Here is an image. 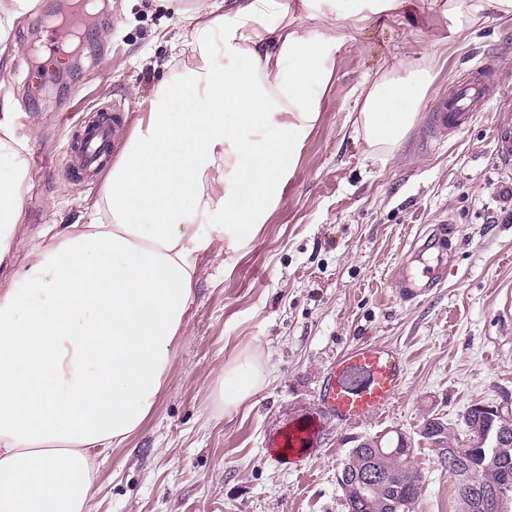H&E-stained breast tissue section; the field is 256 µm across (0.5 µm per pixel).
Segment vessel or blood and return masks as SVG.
<instances>
[{
  "instance_id": "1",
  "label": "vessel or blood",
  "mask_w": 512,
  "mask_h": 512,
  "mask_svg": "<svg viewBox=\"0 0 512 512\" xmlns=\"http://www.w3.org/2000/svg\"><path fill=\"white\" fill-rule=\"evenodd\" d=\"M500 65L482 62L451 84L434 114L437 127L455 129L470 122L488 86L501 84ZM122 109L104 106L81 118L68 165L80 178H93L109 160V145ZM495 155L500 167H512V107H500L494 116ZM440 269L425 267L401 278L406 296L416 297L439 287ZM407 367L395 347L362 341L332 361L323 373L319 401L323 412L340 424L361 423L390 410L406 380Z\"/></svg>"
}]
</instances>
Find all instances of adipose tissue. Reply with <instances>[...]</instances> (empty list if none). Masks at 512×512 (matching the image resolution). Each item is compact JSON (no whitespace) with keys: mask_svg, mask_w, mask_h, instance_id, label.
<instances>
[{"mask_svg":"<svg viewBox=\"0 0 512 512\" xmlns=\"http://www.w3.org/2000/svg\"><path fill=\"white\" fill-rule=\"evenodd\" d=\"M463 31L512 0H430ZM408 0H194V64L158 84L86 224L29 251L0 289V512H90L95 463L121 447L162 396L193 303L200 254L252 242L317 123L344 37L329 15L363 22ZM224 58L225 67L214 66ZM430 83L427 59L392 57L358 88L371 153L395 151ZM179 116L167 103L184 85ZM249 205L228 211L240 184ZM19 182L0 176V262L14 246ZM223 215L220 224L211 215ZM258 351L226 363L225 407L264 383Z\"/></svg>","mask_w":512,"mask_h":512,"instance_id":"ef3b65f1","label":"adipose tissue"}]
</instances>
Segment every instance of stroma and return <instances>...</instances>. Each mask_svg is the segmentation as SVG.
<instances>
[{
    "label": "stroma",
    "instance_id": "stroma-1",
    "mask_svg": "<svg viewBox=\"0 0 512 512\" xmlns=\"http://www.w3.org/2000/svg\"><path fill=\"white\" fill-rule=\"evenodd\" d=\"M70 19L92 50L75 66L70 42L49 32L60 0H32L9 35L18 50L0 71V104H27L23 205L14 230L24 251L0 264L8 282L48 225L80 224L102 187L66 170L72 141L62 113L102 103L128 108L117 132L125 143L155 87L181 69L162 29L182 37L177 8L191 0H104ZM346 37L320 118L277 208L239 249L198 259L194 304L171 359L167 390L139 430L97 459L92 512H347L337 475L355 436L387 429L414 435L423 475L418 512H458L455 482L416 433L427 412L462 429L467 408L512 394V175L493 153L492 114L512 104V15L490 14L451 36L441 11L331 20ZM430 55L431 83L393 158L369 155L354 131L356 89L389 56ZM502 64L503 85L487 107L451 132L438 131L434 107L476 62ZM443 225L435 250L441 287L404 298L393 271L419 234ZM383 341L406 357L394 408L341 425L325 418L318 394L325 367L348 345ZM261 348L265 382L244 405L225 411L220 373ZM320 424L303 455L271 453L288 429Z\"/></svg>",
    "mask_w": 512,
    "mask_h": 512
}]
</instances>
